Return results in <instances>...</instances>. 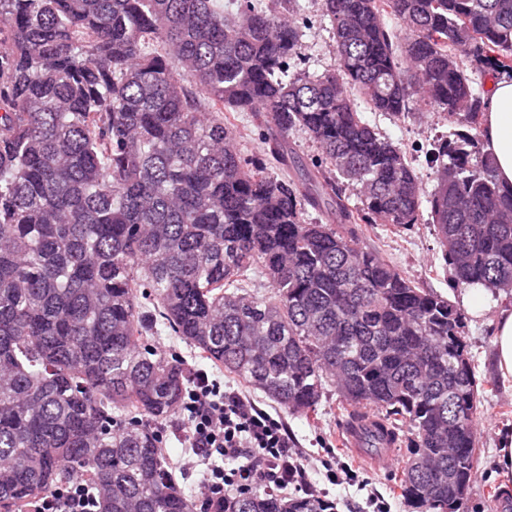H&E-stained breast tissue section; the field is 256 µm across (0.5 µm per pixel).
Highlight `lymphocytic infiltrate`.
<instances>
[{
  "label": "lymphocytic infiltrate",
  "instance_id": "1",
  "mask_svg": "<svg viewBox=\"0 0 512 512\" xmlns=\"http://www.w3.org/2000/svg\"><path fill=\"white\" fill-rule=\"evenodd\" d=\"M188 399L189 446L211 462L204 493L209 512H222L225 495L234 491L303 483L304 465L290 451L288 433L279 421L239 394L221 391L203 373L194 378ZM215 455L238 460L239 465L224 469L212 463Z\"/></svg>",
  "mask_w": 512,
  "mask_h": 512
}]
</instances>
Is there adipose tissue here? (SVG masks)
Listing matches in <instances>:
<instances>
[{"label":"adipose tissue","mask_w":512,"mask_h":512,"mask_svg":"<svg viewBox=\"0 0 512 512\" xmlns=\"http://www.w3.org/2000/svg\"><path fill=\"white\" fill-rule=\"evenodd\" d=\"M484 149L495 165L498 181L512 185V73L492 74L483 117Z\"/></svg>","instance_id":"obj_1"}]
</instances>
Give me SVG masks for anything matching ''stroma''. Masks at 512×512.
<instances>
[{
	"mask_svg": "<svg viewBox=\"0 0 512 512\" xmlns=\"http://www.w3.org/2000/svg\"><path fill=\"white\" fill-rule=\"evenodd\" d=\"M298 18L303 26L304 43L300 58L292 60L291 71L320 72L333 67V34L331 23L317 0H299ZM363 118L397 142L407 152L425 189H433V165L430 149L434 140L448 135L452 124L440 112L414 105L408 116H391L363 109ZM362 242L376 248L392 266L414 278L425 288L441 295L460 308L464 315L463 334L477 380L480 403L475 421L479 462L463 504V512H512V505L502 506L494 499L499 487L495 461L498 450L497 432L512 429V385L503 382L494 367L493 321L498 312L512 308V291L485 290V308L472 310L465 303L467 289L452 285L453 270L446 267L443 248L433 225L422 223L409 230L394 233L387 225L368 224L363 228ZM160 353H175L190 371L206 370L211 380L225 391H235L249 398L256 407L280 421L291 437V444L308 467L310 481L319 497L335 502L336 512H411L397 486L408 457L407 429H400L397 458L391 468H373L345 448L342 437L353 406L342 403L335 385H327L315 413L301 415L287 412L261 392L240 383L233 376L177 337L161 334L156 339ZM334 469L340 480L330 483L327 469Z\"/></svg>",
	"mask_w": 512,
	"mask_h": 512,
	"instance_id": "obj_1",
	"label": "stroma"
}]
</instances>
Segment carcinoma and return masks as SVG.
<instances>
[{
    "instance_id": "cac0c4a2",
    "label": "carcinoma",
    "mask_w": 512,
    "mask_h": 512,
    "mask_svg": "<svg viewBox=\"0 0 512 512\" xmlns=\"http://www.w3.org/2000/svg\"><path fill=\"white\" fill-rule=\"evenodd\" d=\"M271 3L0 0V512L77 477L96 512H194L162 453L191 385L179 356L153 350L163 332L292 413L334 383L378 412L377 446L407 422L402 496L459 512L448 473L470 485L480 402L462 314L358 225L405 229L426 210L457 285L512 288V187L486 154L470 167L485 107L471 72L512 62V0H320L337 65L291 78L297 2ZM358 97L457 120L433 143L432 191ZM237 112L262 152H242ZM294 130L321 162L299 163ZM309 206L341 229L306 222ZM335 510L224 499V512Z\"/></svg>"
}]
</instances>
